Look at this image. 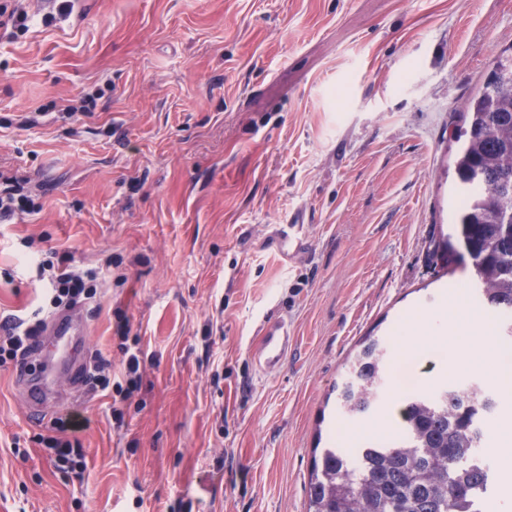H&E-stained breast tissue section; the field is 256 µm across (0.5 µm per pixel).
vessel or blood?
Instances as JSON below:
<instances>
[{"label": "vessel or blood", "instance_id": "obj_1", "mask_svg": "<svg viewBox=\"0 0 512 512\" xmlns=\"http://www.w3.org/2000/svg\"><path fill=\"white\" fill-rule=\"evenodd\" d=\"M86 329L83 320L62 314L52 316L48 336L33 350L34 355L40 356V363L27 361L16 365L13 374L23 388L30 422L38 423L47 418V404L55 393L56 363H64L71 384L80 385ZM288 336L284 321L267 322L256 351V361L261 369L273 371L280 367L288 351Z\"/></svg>", "mask_w": 512, "mask_h": 512}]
</instances>
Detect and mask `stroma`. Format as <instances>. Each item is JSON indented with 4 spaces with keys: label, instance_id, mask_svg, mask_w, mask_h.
<instances>
[{
    "label": "stroma",
    "instance_id": "35a3bbf8",
    "mask_svg": "<svg viewBox=\"0 0 512 512\" xmlns=\"http://www.w3.org/2000/svg\"><path fill=\"white\" fill-rule=\"evenodd\" d=\"M510 46L512 0H76L0 30V192L38 207L0 222V318L65 252L110 268L89 353L121 370L124 315L142 357L126 401L58 375L56 416L90 421L78 476L0 369V512H307L320 432L386 424L336 413L363 336L388 340L387 394L469 381L402 341L473 306L442 256L454 136ZM272 318L288 356L262 374Z\"/></svg>",
    "mask_w": 512,
    "mask_h": 512
}]
</instances>
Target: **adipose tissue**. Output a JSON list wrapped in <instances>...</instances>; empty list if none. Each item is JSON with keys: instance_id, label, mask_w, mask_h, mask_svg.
<instances>
[{"instance_id": "obj_1", "label": "adipose tissue", "mask_w": 512, "mask_h": 512, "mask_svg": "<svg viewBox=\"0 0 512 512\" xmlns=\"http://www.w3.org/2000/svg\"><path fill=\"white\" fill-rule=\"evenodd\" d=\"M490 334L489 327L476 315L463 312L453 304L434 316L422 340L407 338L405 346L417 354L433 350L451 372L460 368H477L487 360H495L498 370L493 381L501 395L512 400V367L507 366L504 353ZM473 335L484 337V344L473 347L469 342Z\"/></svg>"}]
</instances>
